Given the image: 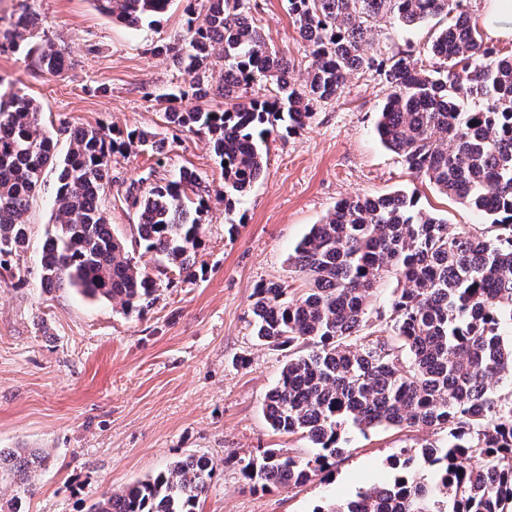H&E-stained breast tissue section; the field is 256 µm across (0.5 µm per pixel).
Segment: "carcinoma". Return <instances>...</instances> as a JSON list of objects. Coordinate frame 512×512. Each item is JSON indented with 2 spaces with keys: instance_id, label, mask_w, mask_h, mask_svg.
I'll list each match as a JSON object with an SVG mask.
<instances>
[{
  "instance_id": "obj_1",
  "label": "carcinoma",
  "mask_w": 512,
  "mask_h": 512,
  "mask_svg": "<svg viewBox=\"0 0 512 512\" xmlns=\"http://www.w3.org/2000/svg\"><path fill=\"white\" fill-rule=\"evenodd\" d=\"M93 2L136 27L167 13L172 0ZM461 2L288 0L311 56L299 86L290 80V60L269 50L244 0H187L186 29L154 48L175 55L186 76V86L157 96L169 102L166 127L209 138L226 211L261 177L269 137L304 128L313 106L337 99L349 74L370 71L388 88L375 124L381 143L407 170L500 227L493 239L454 229L404 193L378 196L373 205L344 199L288 257L306 288L257 289L254 336L292 349L264 413L274 431L301 434L316 452L267 451L242 467L249 485H304L344 453L339 440L348 427L445 433L418 452L400 449L389 481L316 512H512V57L483 43ZM453 11L454 22L430 48L447 64L443 77L409 50L386 55L372 46L385 18L411 26ZM36 25L34 14L18 15L13 40ZM217 54L224 83L213 93L208 72ZM26 57L50 74L66 60L52 43L29 46ZM261 81L270 83L266 93L240 99ZM212 94L224 105L205 101ZM141 147L162 164L165 139L155 132L77 127L61 159L35 100L12 88L0 92V266L27 246L24 215L51 168L53 224L40 256L41 287L72 288L142 315L157 281L113 233L100 205L111 155ZM208 193L184 170L131 196L140 214L135 244L164 263L162 273L195 276L191 258ZM389 274L402 283L391 300L393 335H366L368 299ZM45 461L28 448L0 450V483L23 489ZM215 470L212 459L189 455L104 496L89 512H197Z\"/></svg>"
}]
</instances>
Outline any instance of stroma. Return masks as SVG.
<instances>
[{
    "mask_svg": "<svg viewBox=\"0 0 512 512\" xmlns=\"http://www.w3.org/2000/svg\"><path fill=\"white\" fill-rule=\"evenodd\" d=\"M249 3L268 45L291 60L290 76L302 83L310 56L288 0ZM184 7L185 0H174L159 22L131 28L101 14L92 0H0V32L22 12L34 13L32 42L50 40L68 57V71L53 76L35 68L23 47L0 44V78L35 99L58 153H66L76 126L167 137L163 164L147 151L112 157L101 206L114 233L126 239L138 222L130 192L142 178L168 179L188 169L211 188L224 182L207 139L172 134L156 100L181 79L174 59L151 49L183 28ZM449 23L443 15L413 27L387 19L378 23L373 46L412 51L433 70L431 43ZM387 94L378 75H350L340 98L315 106L304 129L270 138L263 177L232 212L222 198L209 197L195 277L168 280L152 255L139 258L157 280L154 299L139 316L70 288H41L39 257L55 180L47 174L25 216L29 246L0 268V448L48 455L23 495L25 512H89L104 494L190 454L217 465L197 512H315L391 479L390 462L401 448L441 439L433 429H348L345 454L303 486L262 493L242 474L243 462L268 449L303 458L313 453L310 442L274 431L264 415L288 351L260 344L250 325L257 288L300 287L288 256L311 225L340 200L402 190L453 227L487 238L498 233L490 217L447 200L379 142L374 127ZM396 286L387 276L370 297L365 333L390 335Z\"/></svg>",
    "mask_w": 512,
    "mask_h": 512,
    "instance_id": "stroma-1",
    "label": "stroma"
}]
</instances>
